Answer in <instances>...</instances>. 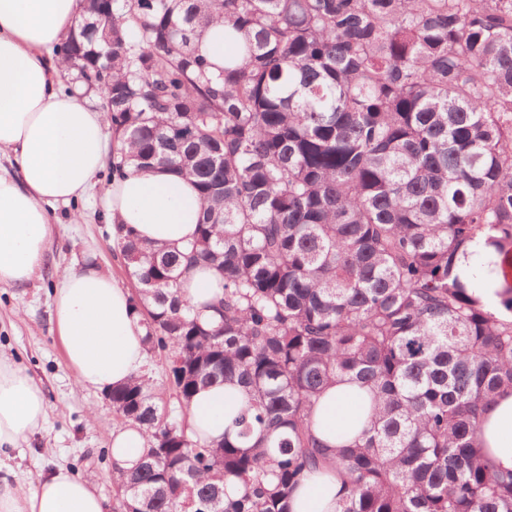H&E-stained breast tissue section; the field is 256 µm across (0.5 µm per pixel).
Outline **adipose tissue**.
I'll return each mask as SVG.
<instances>
[{
    "label": "adipose tissue",
    "instance_id": "ef3b65f1",
    "mask_svg": "<svg viewBox=\"0 0 512 512\" xmlns=\"http://www.w3.org/2000/svg\"><path fill=\"white\" fill-rule=\"evenodd\" d=\"M79 19L78 0H0V288H22L47 266L59 208L89 199L104 167L109 134L103 113L65 93L54 47ZM201 200L189 179L163 169H127L108 190L107 216L155 246L180 247L196 233ZM56 332L81 387L111 390L142 374L145 332L130 289L96 263L70 268L52 295ZM218 385L191 402V427L212 438L242 400ZM43 389L34 377L0 359V457L41 427ZM360 401L350 384L327 389L314 417L319 439L335 442L336 427L358 425ZM479 442L485 457L512 470V392L490 403ZM335 475L306 478L290 496L291 512H334ZM0 512H107L85 481L60 468L21 484L0 474Z\"/></svg>",
    "mask_w": 512,
    "mask_h": 512
}]
</instances>
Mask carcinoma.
Segmentation results:
<instances>
[{
  "label": "carcinoma",
  "mask_w": 512,
  "mask_h": 512,
  "mask_svg": "<svg viewBox=\"0 0 512 512\" xmlns=\"http://www.w3.org/2000/svg\"><path fill=\"white\" fill-rule=\"evenodd\" d=\"M84 0L54 56L99 98L112 153L194 180L195 241L118 244L151 377L112 390L147 439L115 473L114 512H290L319 471L336 512H512V471L478 447L486 406L512 390V0ZM112 23V43L102 38ZM224 23V66L197 53ZM486 237L496 257L468 264ZM224 280L203 323L180 292ZM499 282L501 311L483 308ZM369 394L360 436L329 447L317 400ZM239 385L215 442L191 434L201 388ZM182 288L186 297L191 298L195 304L208 301L222 291L220 279L212 270L205 268L193 271Z\"/></svg>",
  "instance_id": "carcinoma-1"
}]
</instances>
